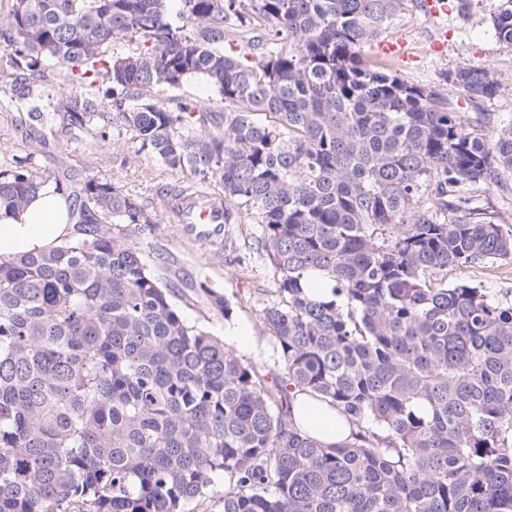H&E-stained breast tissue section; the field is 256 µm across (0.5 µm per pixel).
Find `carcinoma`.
<instances>
[{
  "label": "carcinoma",
  "mask_w": 512,
  "mask_h": 512,
  "mask_svg": "<svg viewBox=\"0 0 512 512\" xmlns=\"http://www.w3.org/2000/svg\"><path fill=\"white\" fill-rule=\"evenodd\" d=\"M9 2L0 109L23 155L0 210L50 183L74 236L0 256V512H512V300L448 281L512 262V225L471 195L512 187V123L480 134L363 54L409 0ZM491 20L512 47V5ZM196 77L214 99L162 97ZM445 80L500 89L484 65ZM112 126L260 226L273 367L188 320L233 308L172 254L147 265L149 203L32 167L48 136ZM312 271L334 298L306 292ZM301 393L350 438L302 433Z\"/></svg>",
  "instance_id": "cac0c4a2"
}]
</instances>
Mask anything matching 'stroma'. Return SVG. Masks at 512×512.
<instances>
[{"mask_svg":"<svg viewBox=\"0 0 512 512\" xmlns=\"http://www.w3.org/2000/svg\"><path fill=\"white\" fill-rule=\"evenodd\" d=\"M506 5L507 0H467L462 11L453 10L441 18L425 17L411 7L386 32L387 37L405 39L414 57L411 64L398 69V76L414 84L437 87L477 132L486 135L495 134L512 121V47L497 41L491 25L492 15ZM466 64L491 66L500 83L498 95L480 101L445 82L449 71ZM36 163L43 169L63 163L105 175L129 193L152 202L156 224L152 236L141 245L145 261L154 263L157 251L169 252L182 271L223 288L234 312L228 320L210 318L212 332L228 339L235 326H247L250 338L236 343L237 352L257 364H273L275 355L265 335L262 310L275 281L257 250L258 225L228 224L222 236L208 241L185 237L157 190L187 187L190 177L166 169L115 127L105 140L92 133L78 143H50Z\"/></svg>","mask_w":512,"mask_h":512,"instance_id":"35a3bbf8","label":"stroma"}]
</instances>
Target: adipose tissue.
<instances>
[{"label":"adipose tissue","mask_w":512,"mask_h":512,"mask_svg":"<svg viewBox=\"0 0 512 512\" xmlns=\"http://www.w3.org/2000/svg\"><path fill=\"white\" fill-rule=\"evenodd\" d=\"M71 234L65 201L49 185L19 213H0V256L38 252ZM293 417L303 432L328 446L343 442L352 430L335 408L306 394L296 396Z\"/></svg>","instance_id":"ef3b65f1"}]
</instances>
